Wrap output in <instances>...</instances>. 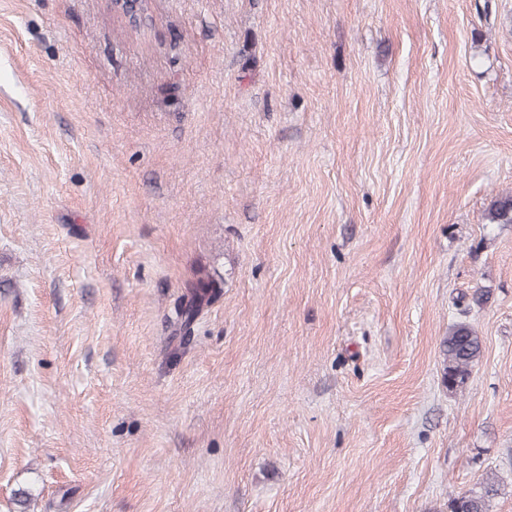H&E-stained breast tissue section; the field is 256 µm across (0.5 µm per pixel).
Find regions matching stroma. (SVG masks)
<instances>
[{
    "label": "stroma",
    "mask_w": 512,
    "mask_h": 512,
    "mask_svg": "<svg viewBox=\"0 0 512 512\" xmlns=\"http://www.w3.org/2000/svg\"><path fill=\"white\" fill-rule=\"evenodd\" d=\"M505 191L512 0H0V512H512ZM490 224H512V192L497 195L486 216ZM443 356V382L448 388L463 385L470 368L478 361L482 342L474 329L467 323H456L448 329V335L440 342ZM496 480H488L480 493L468 492L453 500L451 512H488L487 503L492 496L497 495Z\"/></svg>",
    "instance_id": "stroma-1"
}]
</instances>
